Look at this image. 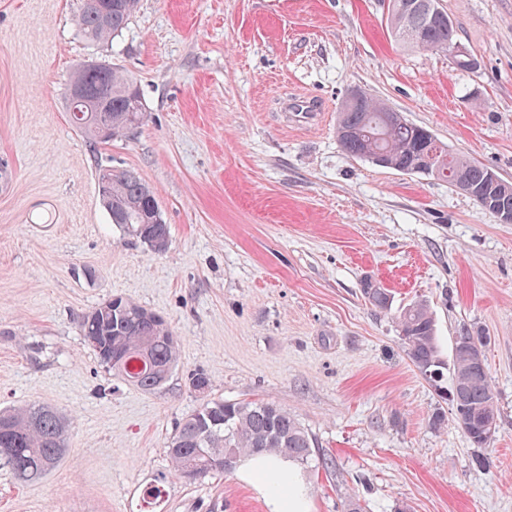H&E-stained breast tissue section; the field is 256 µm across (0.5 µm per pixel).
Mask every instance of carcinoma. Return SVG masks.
<instances>
[{"instance_id": "obj_1", "label": "carcinoma", "mask_w": 512, "mask_h": 512, "mask_svg": "<svg viewBox=\"0 0 512 512\" xmlns=\"http://www.w3.org/2000/svg\"><path fill=\"white\" fill-rule=\"evenodd\" d=\"M138 0H83L76 19L79 35L88 43L117 36L127 26ZM394 37L423 51L447 53L453 33L448 15L411 12L404 0H396L390 17ZM72 84L109 88L104 101H87L79 106L83 122L75 124L88 139L108 143L125 135L144 120L142 95L137 83L118 68L100 78L91 69L78 68ZM336 135L348 153L364 158L380 153L388 168L411 172L426 151L436 153L438 171L448 184L470 197L486 212L512 211V183L491 179L488 168L463 156H451L425 128L395 117L370 97L340 113ZM112 209L122 213L117 224L155 253L169 241V227L158 211L155 193L129 171L112 173L109 186ZM372 307L386 311L391 294L371 284L362 289ZM400 339L407 355L421 374L432 373L429 381L442 395L450 397L455 421L470 420L465 431L473 446L485 448L487 435L482 418L497 420L495 395L487 367L473 366L461 350L464 342L486 343L487 337L468 333L457 339L453 353V384L443 390L445 363L439 349L436 325L428 306L416 302L396 317ZM82 335L100 362L142 391L159 388L178 360V338L159 315L118 296L87 310L80 316ZM145 358L144 366L137 365ZM67 420L49 406L28 405L0 410V463L9 468L19 483H33L53 470L67 454ZM312 452V439L299 419L288 410L263 401L230 402L205 399L185 415L170 438L167 456L173 471L185 477L193 466L207 476L225 471L224 459L241 461L265 455L304 464Z\"/></svg>"}]
</instances>
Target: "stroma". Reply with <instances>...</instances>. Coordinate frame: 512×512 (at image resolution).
I'll return each mask as SVG.
<instances>
[{
  "label": "stroma",
  "instance_id": "stroma-1",
  "mask_svg": "<svg viewBox=\"0 0 512 512\" xmlns=\"http://www.w3.org/2000/svg\"><path fill=\"white\" fill-rule=\"evenodd\" d=\"M80 5L0 0V409H57L69 446L29 485L0 467V512H140L153 485L159 512H275L246 466L173 474L167 443L201 402L198 371L210 397L270 402L308 429L296 488L309 512L352 498L366 512H512V224L336 138L358 87L512 183V0H440L470 70L397 43L388 0H139L96 45L78 34ZM90 61L143 94V123L107 144L67 112ZM105 165L153 189L165 252L111 223ZM44 206L58 223H29ZM368 279L391 311L365 302ZM115 296L179 339L157 390L115 379L84 341L80 314ZM421 300L444 361L463 332L488 338L489 447L406 354L394 313Z\"/></svg>",
  "mask_w": 512,
  "mask_h": 512
}]
</instances>
